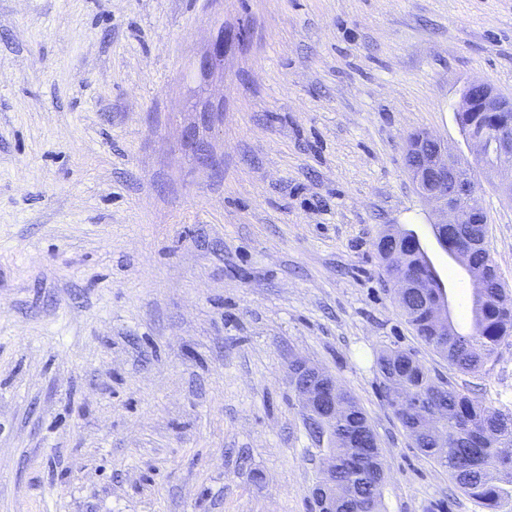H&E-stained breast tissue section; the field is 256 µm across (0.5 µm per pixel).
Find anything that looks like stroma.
I'll return each mask as SVG.
<instances>
[{
	"label": "stroma",
	"instance_id": "obj_1",
	"mask_svg": "<svg viewBox=\"0 0 512 512\" xmlns=\"http://www.w3.org/2000/svg\"><path fill=\"white\" fill-rule=\"evenodd\" d=\"M476 79L512 100V0H0V512H315L298 358L365 411L383 512H475L376 359L512 411V336L449 367L376 243L413 230L468 330L405 142L472 161L454 105ZM476 176L512 290V201ZM224 56V38L217 36L212 42L209 50L200 56L196 69L201 76L207 75L214 65Z\"/></svg>",
	"mask_w": 512,
	"mask_h": 512
}]
</instances>
